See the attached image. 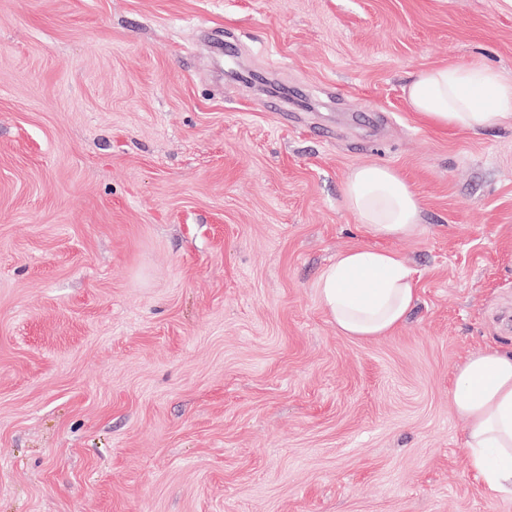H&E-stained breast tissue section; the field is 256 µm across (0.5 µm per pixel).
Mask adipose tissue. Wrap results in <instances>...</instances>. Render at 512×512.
Segmentation results:
<instances>
[{
  "mask_svg": "<svg viewBox=\"0 0 512 512\" xmlns=\"http://www.w3.org/2000/svg\"><path fill=\"white\" fill-rule=\"evenodd\" d=\"M412 111L439 128L481 132L512 125V75L481 62L430 68L406 87ZM345 204L379 236L412 231L420 202L394 169L373 165L351 172ZM320 304L343 335L374 339L392 334L417 302L411 269L393 250L353 248L320 274ZM452 398L466 429V465L485 489L512 496V349L487 347L456 371Z\"/></svg>",
  "mask_w": 512,
  "mask_h": 512,
  "instance_id": "adipose-tissue-1",
  "label": "adipose tissue"
}]
</instances>
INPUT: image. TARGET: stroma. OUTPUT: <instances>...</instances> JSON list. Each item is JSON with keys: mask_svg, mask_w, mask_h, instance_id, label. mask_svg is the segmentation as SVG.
<instances>
[{"mask_svg": "<svg viewBox=\"0 0 512 512\" xmlns=\"http://www.w3.org/2000/svg\"><path fill=\"white\" fill-rule=\"evenodd\" d=\"M512 74V0H0V512H512L457 367L512 346V126L404 89ZM395 169L417 230L342 188ZM397 251L418 300L342 335L320 273ZM406 97L435 127L481 132L512 125V75L482 62L421 70ZM343 197L346 206L360 215L364 227L376 235H404L418 224V196L389 166L373 165L351 172L343 186Z\"/></svg>", "mask_w": 512, "mask_h": 512, "instance_id": "obj_1", "label": "stroma"}]
</instances>
